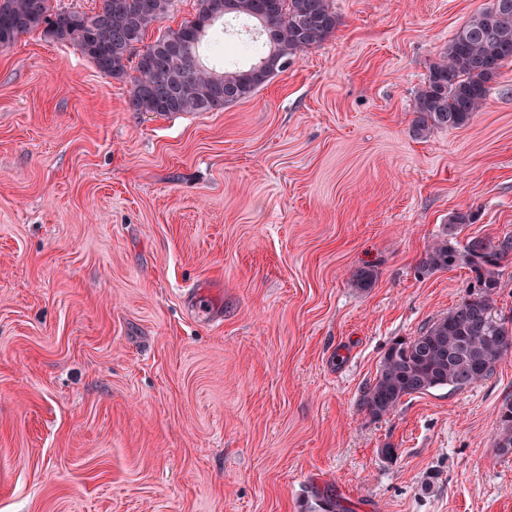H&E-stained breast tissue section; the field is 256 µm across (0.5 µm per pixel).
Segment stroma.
I'll return each mask as SVG.
<instances>
[{"label":"stroma","instance_id":"35a3bbf8","mask_svg":"<svg viewBox=\"0 0 512 512\" xmlns=\"http://www.w3.org/2000/svg\"><path fill=\"white\" fill-rule=\"evenodd\" d=\"M490 3L333 0L250 99L168 117L42 31L0 49V512H512V354L363 405L468 293L418 271L446 224L512 235V63L465 127L413 112ZM498 423L500 434L497 446L505 454L512 453V403H506L501 407Z\"/></svg>","mask_w":512,"mask_h":512}]
</instances>
